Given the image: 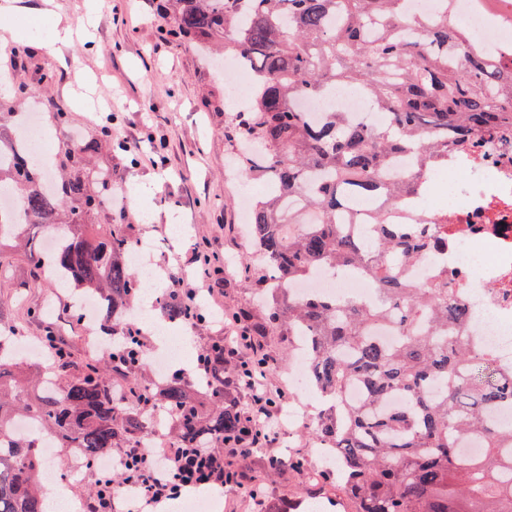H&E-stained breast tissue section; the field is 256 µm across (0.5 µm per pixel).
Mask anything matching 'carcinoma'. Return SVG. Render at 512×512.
I'll return each mask as SVG.
<instances>
[{"mask_svg": "<svg viewBox=\"0 0 512 512\" xmlns=\"http://www.w3.org/2000/svg\"><path fill=\"white\" fill-rule=\"evenodd\" d=\"M178 39L220 43L245 62L254 89L241 105L236 126L247 144L245 176L266 184L255 201L249 236L262 261L261 286L273 307L263 336L286 331L311 336L309 381L328 404L310 435L336 448L335 469L316 468V484L340 481L358 512H512V428L500 429L487 413L512 404V379L504 381L494 360L465 335L468 308L441 278L423 288L408 283L395 256H414L433 243L429 229L413 234L394 223L401 200L421 195L424 171L448 165V153L464 155L480 135L512 127V49L495 57L472 52L467 66L452 56L465 33L448 24V13L432 22L422 39L405 36L406 0H172ZM336 88L358 89L387 115L378 129L352 123L345 112L314 120L300 99H316ZM97 140L66 143V177L46 188L32 163L0 153V187L21 195L20 210L0 215V237L27 224L66 225L50 252L29 248L38 273L54 269L81 296L101 300L99 329L119 336L131 355L143 354L141 332L127 320L144 284L130 262L137 239L120 224H87L90 211L112 198V176L88 167ZM412 157L415 171L392 179L397 160ZM300 198L314 220L290 230L299 211L286 202ZM379 203L366 241L352 236L340 213L358 199ZM325 266L338 274L356 267L369 273L386 306L367 309L319 295L294 297L269 282L307 279ZM161 315L187 322L192 312L167 297ZM400 336L387 346L368 335L381 322ZM15 330L0 323V512H44L42 439L71 448L87 466L114 448H149L154 416L164 414L181 448H210L224 455V440L238 434L232 404L224 399V353H213L215 369L191 382L185 371L158 386L145 380L146 361L123 366L107 353L76 361L59 351V333L44 326V349L55 370L31 396L18 379L22 359L9 351ZM133 379L143 399L130 404L118 381ZM358 385L363 401L344 402ZM401 403L384 409L389 397ZM18 418L35 431L17 433ZM482 443L477 457L461 445Z\"/></svg>", "mask_w": 512, "mask_h": 512, "instance_id": "obj_1", "label": "carcinoma"}]
</instances>
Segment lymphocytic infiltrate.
<instances>
[{
    "instance_id": "f902f5d3",
    "label": "lymphocytic infiltrate",
    "mask_w": 512,
    "mask_h": 512,
    "mask_svg": "<svg viewBox=\"0 0 512 512\" xmlns=\"http://www.w3.org/2000/svg\"><path fill=\"white\" fill-rule=\"evenodd\" d=\"M228 328L229 334L223 339L224 360L232 365L237 386L248 396L238 414L242 424L240 437L225 441L224 455L220 458L174 443L155 453L124 449L123 484L136 491V500L119 497L112 488V476L107 473L97 481V495L89 512H162L167 501L199 485L235 488L251 499H258V489L249 486L242 474L235 472L232 461L249 456L257 448L276 447L278 423L274 413L286 393L280 388L269 389L270 358L263 345L246 331L241 319L231 316Z\"/></svg>"
}]
</instances>
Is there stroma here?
I'll return each instance as SVG.
<instances>
[{
  "label": "stroma",
  "instance_id": "stroma-1",
  "mask_svg": "<svg viewBox=\"0 0 512 512\" xmlns=\"http://www.w3.org/2000/svg\"><path fill=\"white\" fill-rule=\"evenodd\" d=\"M49 1L84 32L61 57L42 45L47 20L41 12ZM166 3L100 0L90 25L85 0H17V12L0 14V27H13L17 45L28 46L31 54L13 58L8 47L0 45V70L10 76L7 88L0 90V133L15 134L17 115L30 112L38 125L58 137L74 133L86 140L107 138L94 166L110 171L113 185L126 189L127 196L121 207L91 215L88 221L121 224L135 238L154 242L150 261L160 278L146 281L140 302L164 292L162 276L178 268L184 287L201 293L209 312L205 322L171 326L175 335L192 337L188 360L193 363L198 350L223 336L224 315H244L252 323L268 315L259 297L260 262L249 245L242 201L246 193L261 197L264 187L233 176L232 158L238 148L230 133L235 113L227 73L196 44L170 37L174 20ZM77 93L87 96L88 107L76 106ZM58 106L69 113L67 128L57 127L53 119ZM107 128L112 131L108 137L103 134ZM157 139L166 143L160 163L144 162ZM128 141L138 143V157L124 151ZM146 210L155 215L154 223L144 222ZM170 214L184 222L186 233L180 239L171 237L166 223ZM205 240L224 267L220 278H202L189 263L195 244ZM9 254V263L0 269V322L13 326L19 343L29 346L38 342L44 322H53L75 358L84 359L87 330L69 318L71 288L35 274L21 249H10ZM301 405L292 390L278 406L279 453L285 459L313 456L307 421L287 419L289 409ZM73 456L71 449H56L49 465L57 485L76 492L93 488L99 466L73 472ZM240 464L256 475L263 502L255 504L228 488L220 494L221 512H262L263 506L309 489L302 473L271 465L266 453H255Z\"/></svg>",
  "mask_w": 512,
  "mask_h": 512
}]
</instances>
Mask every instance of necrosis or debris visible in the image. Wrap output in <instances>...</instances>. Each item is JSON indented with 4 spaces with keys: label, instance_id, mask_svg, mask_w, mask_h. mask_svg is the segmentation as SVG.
<instances>
[{
    "label": "necrosis or debris",
    "instance_id": "obj_1",
    "mask_svg": "<svg viewBox=\"0 0 512 512\" xmlns=\"http://www.w3.org/2000/svg\"><path fill=\"white\" fill-rule=\"evenodd\" d=\"M504 0H454L449 20L466 30L464 52L480 48L493 55L512 46V20L503 17ZM424 200L400 207L396 216L413 224L447 217L441 246L425 251L404 269L416 284L447 274L448 286L471 316L469 335L479 337L501 373L512 374V132L481 140L476 153L454 156L447 171L425 174ZM292 295L318 294L339 301L377 305V290L364 272L334 275L316 269L293 284Z\"/></svg>",
    "mask_w": 512,
    "mask_h": 512
}]
</instances>
